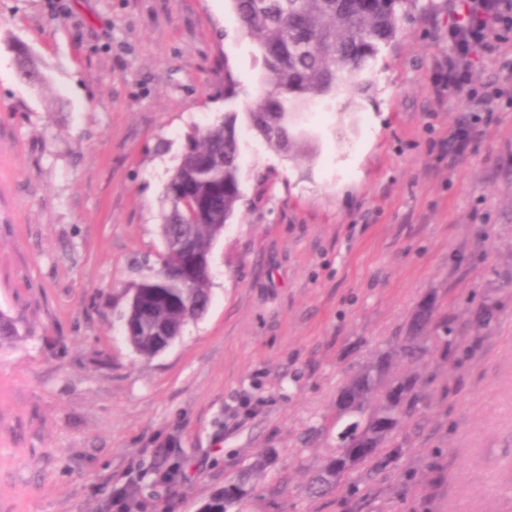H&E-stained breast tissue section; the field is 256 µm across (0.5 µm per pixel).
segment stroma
I'll return each instance as SVG.
<instances>
[{
	"label": "stroma",
	"instance_id": "obj_1",
	"mask_svg": "<svg viewBox=\"0 0 512 512\" xmlns=\"http://www.w3.org/2000/svg\"><path fill=\"white\" fill-rule=\"evenodd\" d=\"M426 2L353 129L316 113L291 157L239 122L245 200L208 309L147 360L121 315L164 250L166 184L188 134L253 109L259 54L229 0H0V311L20 327L0 343V512H115L118 488L131 512H200L249 467L230 512H512V33L474 62L490 101L449 151L468 99L440 85L452 4ZM429 297L455 342L420 370L402 453L309 498L340 388Z\"/></svg>",
	"mask_w": 512,
	"mask_h": 512
}]
</instances>
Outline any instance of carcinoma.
<instances>
[{
	"label": "carcinoma",
	"instance_id": "carcinoma-1",
	"mask_svg": "<svg viewBox=\"0 0 512 512\" xmlns=\"http://www.w3.org/2000/svg\"><path fill=\"white\" fill-rule=\"evenodd\" d=\"M236 20L256 46L268 87L246 118L274 149L309 151L317 134L308 114L324 102L336 103L342 127L354 125L358 98L368 92L373 66L400 31L402 18L420 0H230ZM238 113L188 137L166 186L163 232L172 246L187 236L196 251L208 253L224 224L240 207ZM211 280L201 277L184 288L162 269H152L139 286L146 307L125 313L127 343L150 359L168 336L196 317L209 300ZM20 335L14 319L0 311V341ZM453 344L448 322L430 301L418 307L392 349L358 369L336 399V453L312 477L309 491L322 496L386 448L396 447L400 428L418 410L417 368L431 356L430 342ZM249 492L248 476L230 481L204 512H228Z\"/></svg>",
	"mask_w": 512,
	"mask_h": 512
}]
</instances>
